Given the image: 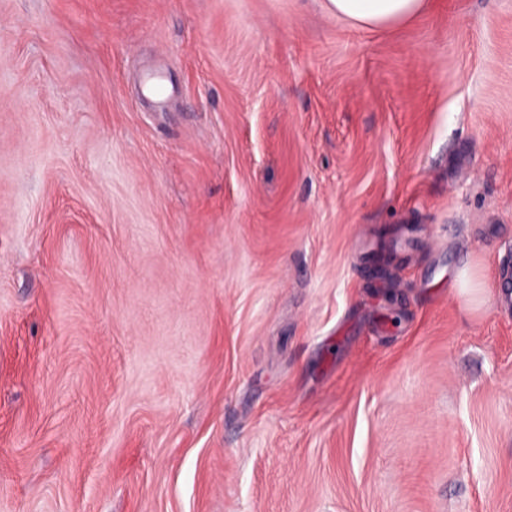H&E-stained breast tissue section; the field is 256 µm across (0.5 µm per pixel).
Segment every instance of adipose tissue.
Instances as JSON below:
<instances>
[{
    "label": "adipose tissue",
    "instance_id": "ef3b65f1",
    "mask_svg": "<svg viewBox=\"0 0 512 512\" xmlns=\"http://www.w3.org/2000/svg\"><path fill=\"white\" fill-rule=\"evenodd\" d=\"M324 7L336 18L376 29L417 15L425 0H325Z\"/></svg>",
    "mask_w": 512,
    "mask_h": 512
}]
</instances>
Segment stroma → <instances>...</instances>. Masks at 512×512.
<instances>
[{
  "instance_id": "obj_1",
  "label": "stroma",
  "mask_w": 512,
  "mask_h": 512,
  "mask_svg": "<svg viewBox=\"0 0 512 512\" xmlns=\"http://www.w3.org/2000/svg\"><path fill=\"white\" fill-rule=\"evenodd\" d=\"M511 276L512 0H0V512H512ZM336 18L365 29H376L406 20L425 7V0H324Z\"/></svg>"
}]
</instances>
